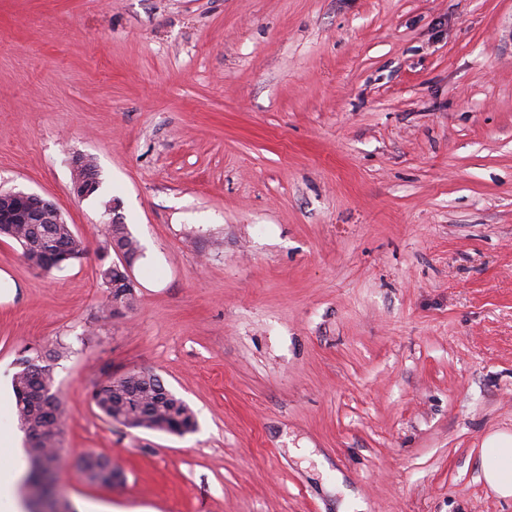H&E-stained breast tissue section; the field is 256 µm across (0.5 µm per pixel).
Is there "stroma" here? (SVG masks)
Wrapping results in <instances>:
<instances>
[{
  "label": "stroma",
  "instance_id": "stroma-1",
  "mask_svg": "<svg viewBox=\"0 0 512 512\" xmlns=\"http://www.w3.org/2000/svg\"><path fill=\"white\" fill-rule=\"evenodd\" d=\"M19 190L86 253L43 273L0 238V471L29 468L17 361L62 342L74 512H512L480 478L512 431V0H0ZM114 220L143 248L120 317ZM141 369L195 432L102 418Z\"/></svg>",
  "mask_w": 512,
  "mask_h": 512
}]
</instances>
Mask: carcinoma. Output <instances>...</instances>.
I'll return each mask as SVG.
<instances>
[{
	"label": "carcinoma",
	"instance_id": "1",
	"mask_svg": "<svg viewBox=\"0 0 512 512\" xmlns=\"http://www.w3.org/2000/svg\"><path fill=\"white\" fill-rule=\"evenodd\" d=\"M50 228L54 240L62 246V253L57 255L43 252L39 241L40 225L0 224V236L19 243L24 260L46 273L86 254L83 241L72 235L69 225L52 224ZM109 242L124 249L121 264L109 265L100 271V278L108 289L109 312L113 314L130 305L132 289L126 283L127 268L138 259L142 248L127 225L122 223L109 225ZM65 350L67 347L62 345L52 354L22 357L19 369L12 377L16 415L26 437V451L31 463L40 465L37 470L29 469L24 482L42 494L53 489L54 448L63 430L64 410L55 386L53 368ZM91 399L107 420L118 415V423L127 428L179 436L196 428L192 408L168 390L150 370L142 369L109 380L93 390Z\"/></svg>",
	"mask_w": 512,
	"mask_h": 512
}]
</instances>
